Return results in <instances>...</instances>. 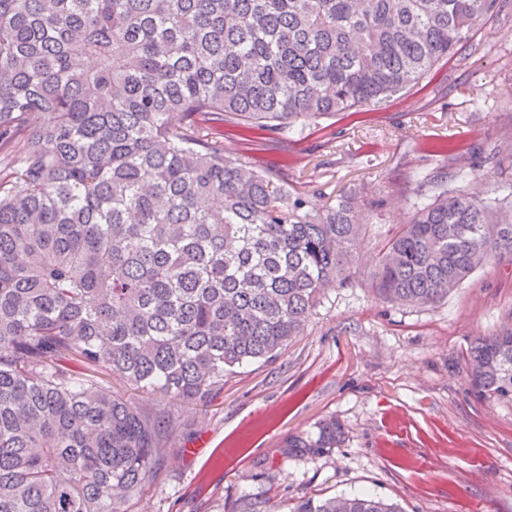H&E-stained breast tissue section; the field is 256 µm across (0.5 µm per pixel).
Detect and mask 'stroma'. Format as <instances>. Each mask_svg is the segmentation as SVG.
<instances>
[{"label":"stroma","mask_w":512,"mask_h":512,"mask_svg":"<svg viewBox=\"0 0 512 512\" xmlns=\"http://www.w3.org/2000/svg\"><path fill=\"white\" fill-rule=\"evenodd\" d=\"M485 157L512 147V5L406 93L307 123L302 133L224 127V151L304 192L343 193L371 213L353 285L327 287L306 330L269 363L225 374L204 404L175 403L168 448L126 512H284L302 496L370 492L405 512H512V404L476 396L470 343L512 323V262L493 260L433 307L368 284L378 243L411 212L425 178L448 172L435 144ZM333 418L344 435L315 458L288 437Z\"/></svg>","instance_id":"35a3bbf8"}]
</instances>
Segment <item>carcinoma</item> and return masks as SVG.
I'll list each match as a JSON object with an SVG mask.
<instances>
[{"label": "carcinoma", "mask_w": 512, "mask_h": 512, "mask_svg": "<svg viewBox=\"0 0 512 512\" xmlns=\"http://www.w3.org/2000/svg\"><path fill=\"white\" fill-rule=\"evenodd\" d=\"M500 0H0V512H123L163 457L172 408L273 360L323 288L354 281L367 217L319 210L224 155V122L287 133L403 93ZM429 181L370 287L429 306L512 256V192ZM512 401V326L468 353ZM121 389H116L113 381ZM336 421L288 438L320 456ZM286 512H403L370 493Z\"/></svg>", "instance_id": "carcinoma-1"}]
</instances>
